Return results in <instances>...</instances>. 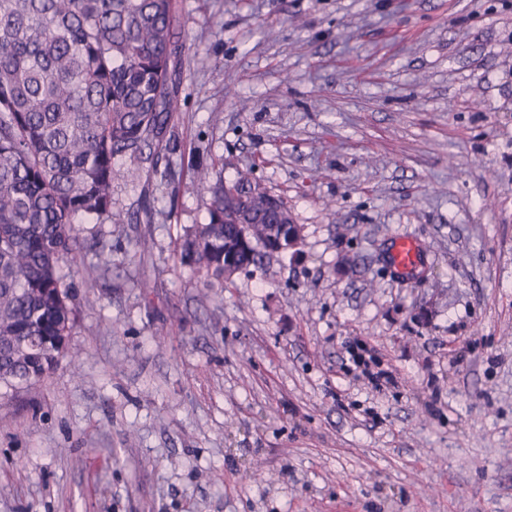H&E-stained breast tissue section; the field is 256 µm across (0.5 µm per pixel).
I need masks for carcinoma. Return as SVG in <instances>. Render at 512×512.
<instances>
[{"instance_id": "1", "label": "carcinoma", "mask_w": 512, "mask_h": 512, "mask_svg": "<svg viewBox=\"0 0 512 512\" xmlns=\"http://www.w3.org/2000/svg\"><path fill=\"white\" fill-rule=\"evenodd\" d=\"M186 45L173 0H0V387L51 373L68 353L76 310L63 269L88 272L78 215L124 223L112 182L126 163L172 174L171 121ZM192 178L208 222L183 245L206 285L295 252L300 231L278 195L216 165Z\"/></svg>"}]
</instances>
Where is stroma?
<instances>
[{
	"instance_id": "35a3bbf8",
	"label": "stroma",
	"mask_w": 512,
	"mask_h": 512,
	"mask_svg": "<svg viewBox=\"0 0 512 512\" xmlns=\"http://www.w3.org/2000/svg\"><path fill=\"white\" fill-rule=\"evenodd\" d=\"M174 4L173 173L76 217L106 263L0 388V512H512V0ZM214 158L303 237L219 293L181 259ZM391 262L401 272L412 271L418 263V253L413 242L407 238L398 239L391 253Z\"/></svg>"
}]
</instances>
